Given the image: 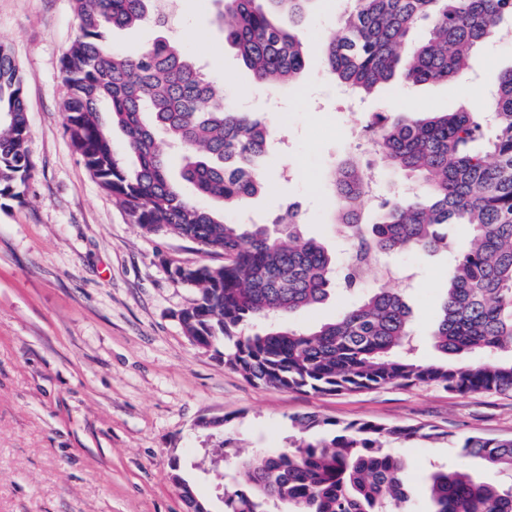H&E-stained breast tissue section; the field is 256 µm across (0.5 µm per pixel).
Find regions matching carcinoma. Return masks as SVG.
<instances>
[{"label":"carcinoma","instance_id":"carcinoma-1","mask_svg":"<svg viewBox=\"0 0 512 512\" xmlns=\"http://www.w3.org/2000/svg\"><path fill=\"white\" fill-rule=\"evenodd\" d=\"M73 2L80 35L63 58L65 130L73 149L132 223L144 231L159 224L168 235L224 256L222 264L189 268L187 277L180 266L169 270L197 288V302L183 311L186 335L224 344V365L279 390L425 385L459 395H512V68L478 111L390 115L365 126L382 166L405 174L418 191L377 197L371 172L356 159L332 179L333 223L353 225L350 259L364 268L382 255L446 249L448 225H469L432 333L444 360L427 362L415 353L405 293L380 283L329 322L290 325V314L326 302L340 285L353 289L359 279L352 265L340 272L336 254L303 237L291 206L268 222L224 218L265 186L267 128L251 112L226 108L223 88L167 35L135 56L103 45L111 28L146 21L164 27L156 0ZM314 2L222 0L224 41L252 81L287 84L302 72L299 31ZM506 18L512 19V0H350L341 33L326 39L325 59L337 83L361 96L398 73L413 85L446 82L469 69ZM423 22L427 36L415 43ZM24 85L9 49L0 46V197L18 202L32 169ZM104 102L135 158L132 168L116 155L101 120ZM156 126L181 152V180L224 211L181 195ZM290 422L298 438L246 459L224 440V461L234 472L224 512H409L412 484L395 444L446 441L462 460L479 458L512 473V437L473 433L459 440L423 425L316 415ZM424 484L426 512H512V485L486 483L463 468L434 471Z\"/></svg>","mask_w":512,"mask_h":512}]
</instances>
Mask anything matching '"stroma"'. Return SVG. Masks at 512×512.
I'll use <instances>...</instances> for the list:
<instances>
[{"mask_svg":"<svg viewBox=\"0 0 512 512\" xmlns=\"http://www.w3.org/2000/svg\"><path fill=\"white\" fill-rule=\"evenodd\" d=\"M219 9L218 0H175L177 39L226 88L228 104L258 114L274 140L265 159L272 192H259L234 218H264L299 204L303 236L341 262L328 174L353 155L352 131L378 112L480 109L500 72L512 68L506 35L478 51L458 79L413 86L397 76L352 108L322 55L338 28V0H319L302 27L306 68L275 88L251 84L224 42ZM77 36L72 0H0V44L26 77L33 166L22 201L0 198V512H187L169 479L175 459L182 478L223 512L210 470L221 442L233 438L243 457L281 447L293 415L512 436L511 395L460 396L430 386L281 391L249 382L215 352L194 346L175 314L197 291L168 270L223 258L132 224L71 147L61 62ZM468 234V226L452 225L451 251L387 259L413 274L408 303L420 356L429 362L442 359L430 335L453 251ZM223 417L225 429L196 426ZM397 453L417 484L454 461L441 444Z\"/></svg>","mask_w":512,"mask_h":512,"instance_id":"35a3bbf8","label":"stroma"}]
</instances>
